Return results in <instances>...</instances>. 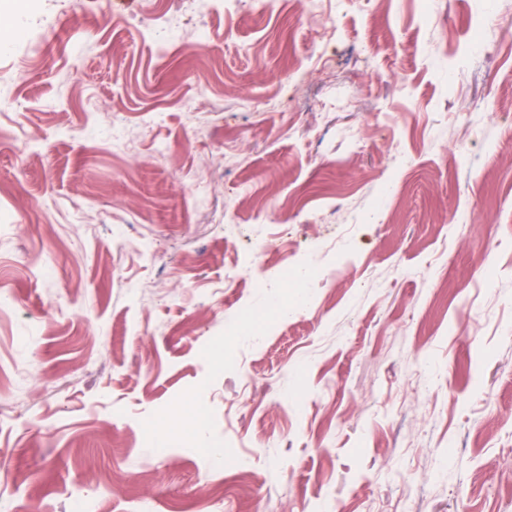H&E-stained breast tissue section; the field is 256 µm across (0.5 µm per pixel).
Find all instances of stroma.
<instances>
[{"instance_id":"1","label":"stroma","mask_w":512,"mask_h":512,"mask_svg":"<svg viewBox=\"0 0 512 512\" xmlns=\"http://www.w3.org/2000/svg\"><path fill=\"white\" fill-rule=\"evenodd\" d=\"M179 16L0 0V512H512V0Z\"/></svg>"}]
</instances>
